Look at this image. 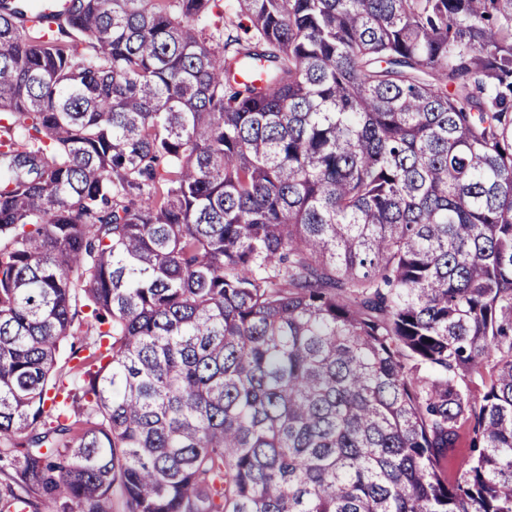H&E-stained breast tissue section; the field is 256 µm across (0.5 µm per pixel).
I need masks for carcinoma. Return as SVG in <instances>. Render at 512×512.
Instances as JSON below:
<instances>
[{
  "label": "carcinoma",
  "mask_w": 512,
  "mask_h": 512,
  "mask_svg": "<svg viewBox=\"0 0 512 512\" xmlns=\"http://www.w3.org/2000/svg\"><path fill=\"white\" fill-rule=\"evenodd\" d=\"M219 2L0 0V509L512 512V0Z\"/></svg>",
  "instance_id": "1"
}]
</instances>
